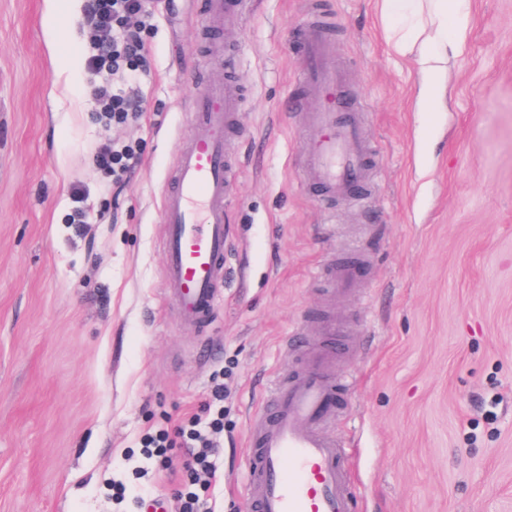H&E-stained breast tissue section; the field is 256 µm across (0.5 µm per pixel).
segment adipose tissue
Returning <instances> with one entry per match:
<instances>
[{
    "mask_svg": "<svg viewBox=\"0 0 512 512\" xmlns=\"http://www.w3.org/2000/svg\"><path fill=\"white\" fill-rule=\"evenodd\" d=\"M380 4L392 50L416 54L419 111H441L446 94L442 75L449 61L464 50L471 0H380Z\"/></svg>",
    "mask_w": 512,
    "mask_h": 512,
    "instance_id": "ef3b65f1",
    "label": "adipose tissue"
}]
</instances>
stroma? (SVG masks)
<instances>
[{"label": "stroma", "mask_w": 512, "mask_h": 512, "mask_svg": "<svg viewBox=\"0 0 512 512\" xmlns=\"http://www.w3.org/2000/svg\"><path fill=\"white\" fill-rule=\"evenodd\" d=\"M84 0H0V512H178L182 471L145 437L180 435L224 384L212 512H247L249 417L297 362L310 314L345 323L332 430L358 512H512V0H471L443 112L414 111L412 57L394 55L376 0H247L215 39L244 87L232 141L227 276L208 329L164 290L162 198L197 133L202 0H145L151 28L133 126L106 128L86 67ZM60 10L59 30L44 26ZM326 16L361 107L377 195L336 201L333 231L299 174L298 39ZM71 34L78 55L61 67ZM139 145L127 179L93 163ZM354 291L327 304L317 268L356 248ZM296 348L284 352L285 341Z\"/></svg>", "instance_id": "35a3bbf8"}]
</instances>
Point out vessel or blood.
Masks as SVG:
<instances>
[{
    "label": "vessel or blood",
    "mask_w": 512,
    "mask_h": 512,
    "mask_svg": "<svg viewBox=\"0 0 512 512\" xmlns=\"http://www.w3.org/2000/svg\"><path fill=\"white\" fill-rule=\"evenodd\" d=\"M246 0H206L205 20L214 29L237 23ZM299 80L324 104L305 115L302 176L321 208L339 199L358 200L374 190L373 155L365 147L359 110L345 90L336 51L322 26L301 36ZM240 108L232 81L211 83L193 101L199 133L180 147L176 175L162 207L165 291L183 324L207 327L224 286L229 235L225 201L237 182L227 134ZM356 264L325 269L330 297L358 283ZM336 352L321 347L304 354L287 376L277 377L267 400L250 420L247 462L252 512H357L348 489L346 452L324 426L335 419L342 383Z\"/></svg>",
    "instance_id": "vessel-or-blood-1"
}]
</instances>
